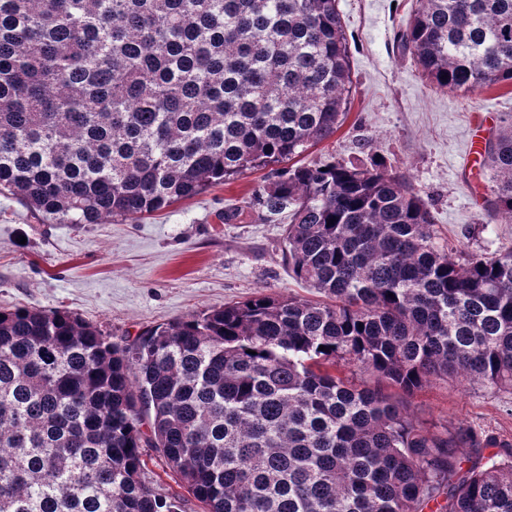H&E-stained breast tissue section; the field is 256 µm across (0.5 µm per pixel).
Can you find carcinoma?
I'll return each instance as SVG.
<instances>
[{"label":"carcinoma","mask_w":512,"mask_h":512,"mask_svg":"<svg viewBox=\"0 0 512 512\" xmlns=\"http://www.w3.org/2000/svg\"><path fill=\"white\" fill-rule=\"evenodd\" d=\"M417 3L400 41L431 84L512 82V0ZM353 89L337 0H0L1 194L102 224L273 165L251 204L287 215L288 268L331 299L260 294L121 342L1 310L0 512H512V456L458 453L497 437L407 406L437 381L512 393V249H449L378 163H293ZM483 158L486 215L511 222L512 126ZM145 459L148 462V469L151 471L150 475L153 476L161 487L169 491H178L184 493L175 482V478L167 467L165 459L154 448H145Z\"/></svg>","instance_id":"cac0c4a2"}]
</instances>
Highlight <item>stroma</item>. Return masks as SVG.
<instances>
[{
    "instance_id": "35a3bbf8",
    "label": "stroma",
    "mask_w": 512,
    "mask_h": 512,
    "mask_svg": "<svg viewBox=\"0 0 512 512\" xmlns=\"http://www.w3.org/2000/svg\"><path fill=\"white\" fill-rule=\"evenodd\" d=\"M354 91L335 135L302 164L381 161L406 174L449 247L490 254L512 247V222L487 219L489 175L470 153L471 125L489 113L493 136L512 124V83L470 93L439 90L417 70L398 35L415 0H338ZM270 171L248 170L152 215L104 224H50L0 194V309L65 311L113 341L193 312L258 294L316 298L283 254L286 220L249 205ZM237 211L232 221L224 215ZM425 426L469 425L512 443V394L434 382L409 400Z\"/></svg>"
}]
</instances>
